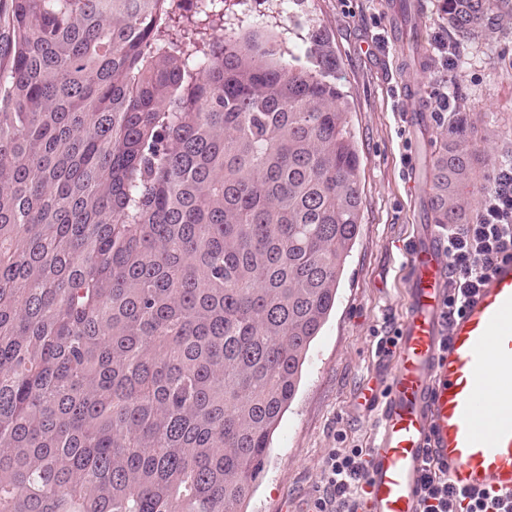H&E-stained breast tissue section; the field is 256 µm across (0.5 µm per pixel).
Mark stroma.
Listing matches in <instances>:
<instances>
[{
  "label": "stroma",
  "mask_w": 512,
  "mask_h": 512,
  "mask_svg": "<svg viewBox=\"0 0 512 512\" xmlns=\"http://www.w3.org/2000/svg\"><path fill=\"white\" fill-rule=\"evenodd\" d=\"M225 14L261 31L311 65L329 43L351 109L361 158V231L336 306L315 338L297 394L272 436L264 472L242 512H311L334 448H370L380 426L392 357L378 342L398 335L407 311L409 250L432 215L427 189L441 126L465 119L483 170L512 156V15L473 39H450L442 0L401 13L388 0H226ZM415 84L426 110L408 115L400 87ZM448 107H438L439 94Z\"/></svg>",
  "instance_id": "35a3bbf8"
}]
</instances>
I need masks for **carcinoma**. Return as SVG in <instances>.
Masks as SVG:
<instances>
[{"label":"carcinoma","mask_w":512,"mask_h":512,"mask_svg":"<svg viewBox=\"0 0 512 512\" xmlns=\"http://www.w3.org/2000/svg\"><path fill=\"white\" fill-rule=\"evenodd\" d=\"M505 0H443L486 31ZM216 0H0V512H242L360 233L336 62ZM479 159L440 140L435 224Z\"/></svg>","instance_id":"1"}]
</instances>
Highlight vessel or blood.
I'll list each match as a JSON object with an SVG mask.
<instances>
[{"mask_svg": "<svg viewBox=\"0 0 512 512\" xmlns=\"http://www.w3.org/2000/svg\"><path fill=\"white\" fill-rule=\"evenodd\" d=\"M435 226L410 250L407 313L371 450L363 512H420L425 463L471 494L512 492V260L447 318Z\"/></svg>", "mask_w": 512, "mask_h": 512, "instance_id": "vessel-or-blood-1", "label": "vessel or blood"}]
</instances>
